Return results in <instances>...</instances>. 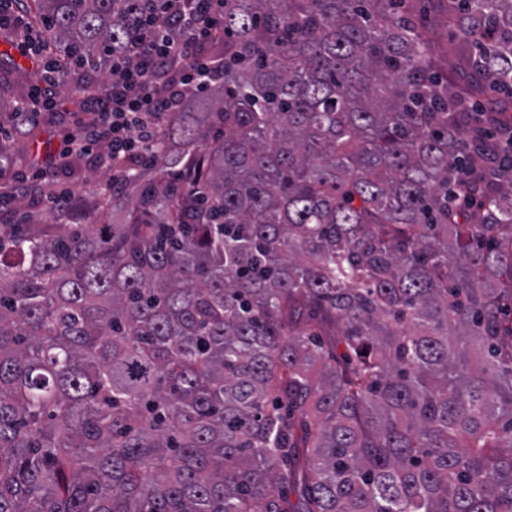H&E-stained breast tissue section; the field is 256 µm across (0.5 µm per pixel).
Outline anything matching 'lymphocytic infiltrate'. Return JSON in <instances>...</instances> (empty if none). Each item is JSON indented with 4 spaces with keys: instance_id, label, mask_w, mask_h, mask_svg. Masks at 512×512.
Segmentation results:
<instances>
[{
    "instance_id": "lymphocytic-infiltrate-1",
    "label": "lymphocytic infiltrate",
    "mask_w": 512,
    "mask_h": 512,
    "mask_svg": "<svg viewBox=\"0 0 512 512\" xmlns=\"http://www.w3.org/2000/svg\"><path fill=\"white\" fill-rule=\"evenodd\" d=\"M223 17L224 0H169L163 17L141 35L134 58H113L112 92L92 120H80L62 148L46 154L33 172H14L0 195L18 194L29 180L44 178L77 154L93 156L98 167L115 173L137 166L180 112L195 81L216 69L208 49L224 37Z\"/></svg>"
}]
</instances>
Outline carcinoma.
<instances>
[{
  "label": "carcinoma",
  "instance_id": "obj_1",
  "mask_svg": "<svg viewBox=\"0 0 512 512\" xmlns=\"http://www.w3.org/2000/svg\"><path fill=\"white\" fill-rule=\"evenodd\" d=\"M23 2L78 106L165 10ZM408 2L224 0L101 222L0 236V512H512V0H438L463 86Z\"/></svg>",
  "mask_w": 512,
  "mask_h": 512
}]
</instances>
